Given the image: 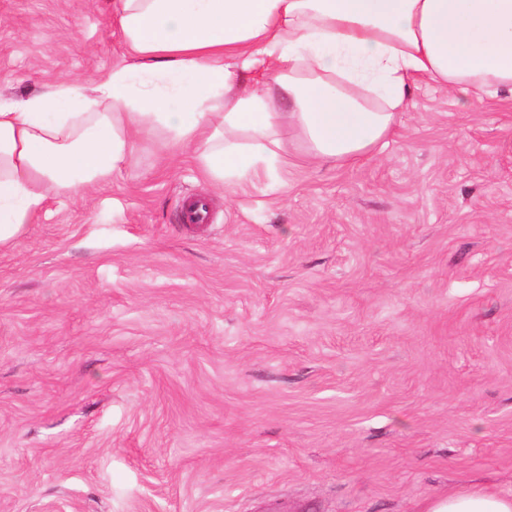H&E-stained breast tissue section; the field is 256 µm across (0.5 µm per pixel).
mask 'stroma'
<instances>
[{
	"label": "stroma",
	"mask_w": 512,
	"mask_h": 512,
	"mask_svg": "<svg viewBox=\"0 0 512 512\" xmlns=\"http://www.w3.org/2000/svg\"><path fill=\"white\" fill-rule=\"evenodd\" d=\"M112 0H0V100ZM207 224L183 223L185 198ZM512 493V99L419 84L379 155L221 196L146 141L0 250V512H423ZM423 512H512V495L483 486L461 488L431 500Z\"/></svg>",
	"instance_id": "obj_1"
}]
</instances>
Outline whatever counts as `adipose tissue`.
Masks as SVG:
<instances>
[{"instance_id":"adipose-tissue-1","label":"adipose tissue","mask_w":512,"mask_h":512,"mask_svg":"<svg viewBox=\"0 0 512 512\" xmlns=\"http://www.w3.org/2000/svg\"><path fill=\"white\" fill-rule=\"evenodd\" d=\"M123 61L0 102V248L50 196L83 197L159 137L226 194L282 182L288 135L312 164L379 152L417 83L512 96V0H112ZM424 512H512L472 486Z\"/></svg>"}]
</instances>
